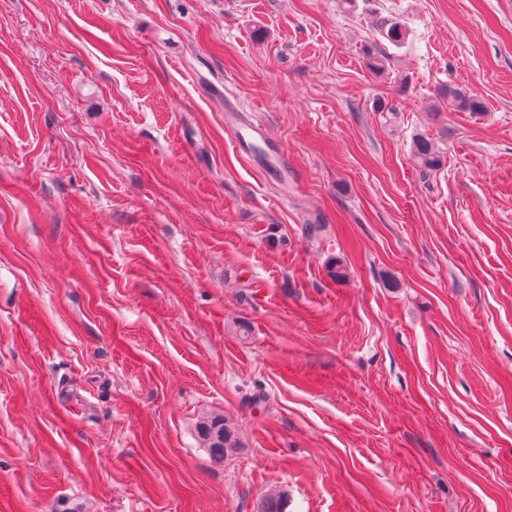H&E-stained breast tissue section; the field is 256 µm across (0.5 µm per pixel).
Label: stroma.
Here are the masks:
<instances>
[{"label":"stroma","mask_w":512,"mask_h":512,"mask_svg":"<svg viewBox=\"0 0 512 512\" xmlns=\"http://www.w3.org/2000/svg\"><path fill=\"white\" fill-rule=\"evenodd\" d=\"M271 489L512 512V0H0V512ZM376 27L380 36L394 46L404 44L407 39L406 28L393 17H379ZM448 102L450 106L468 112H482L486 109L484 103L479 99L454 87H448ZM228 129L241 153L249 156L250 153L256 151L270 170L279 174L284 171L279 153L268 144L270 136L263 124L246 116L238 115ZM262 146H265L264 150H260ZM412 156L422 171L434 169L440 162L433 144L426 137H419L413 141ZM198 434L215 460H224L241 448L234 427L219 414L203 417L198 424Z\"/></svg>","instance_id":"obj_1"}]
</instances>
